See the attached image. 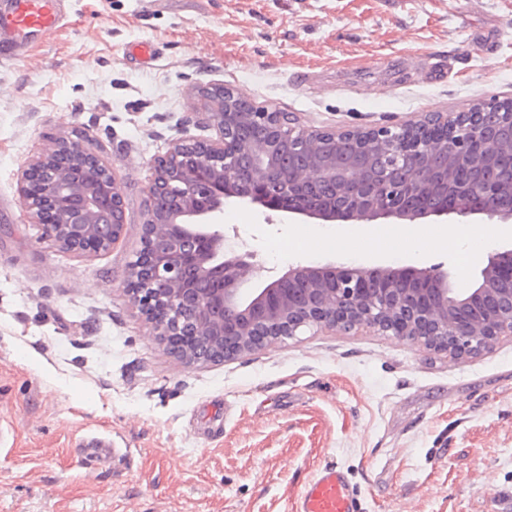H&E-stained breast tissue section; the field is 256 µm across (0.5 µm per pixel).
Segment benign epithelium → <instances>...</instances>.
I'll use <instances>...</instances> for the list:
<instances>
[{
	"label": "benign epithelium",
	"mask_w": 512,
	"mask_h": 512,
	"mask_svg": "<svg viewBox=\"0 0 512 512\" xmlns=\"http://www.w3.org/2000/svg\"><path fill=\"white\" fill-rule=\"evenodd\" d=\"M211 139H176L153 162L145 188L147 209L140 248L127 284L133 302L151 324V335L189 365L230 361L306 331L373 332L406 340L428 352L463 360L512 342V247L487 257L476 287L458 290L434 267L296 266L262 288L243 285L257 275L242 255L224 254L218 225L224 201L248 200L283 210L298 220L412 222L428 216L483 215L512 223V205L497 189L462 206L417 208L402 203L437 184L450 169L427 167L426 158L446 153L449 162L468 159L470 138L484 133L486 110L512 127V105L491 98L466 112L430 113L400 127L310 129L292 113L250 112L251 102L222 83L195 88ZM246 124L259 138L241 143L250 168L228 161L227 143ZM390 139L384 166H336V143L349 140L373 149ZM300 150L312 156L304 173L288 177L292 199L281 207L275 186L283 180L277 155ZM18 191L30 219L62 249L99 253L123 238L126 213L122 182L88 141L59 138L22 169ZM305 288L285 290L288 281Z\"/></svg>",
	"instance_id": "1"
}]
</instances>
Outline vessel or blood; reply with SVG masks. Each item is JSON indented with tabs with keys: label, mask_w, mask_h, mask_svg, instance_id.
Instances as JSON below:
<instances>
[{
	"label": "vessel or blood",
	"mask_w": 512,
	"mask_h": 512,
	"mask_svg": "<svg viewBox=\"0 0 512 512\" xmlns=\"http://www.w3.org/2000/svg\"><path fill=\"white\" fill-rule=\"evenodd\" d=\"M58 22V0H12L9 8L0 12V57L25 58L34 39L56 29ZM77 445L98 459L122 454L108 433L85 434ZM291 512H358V504L343 469L327 463L301 485Z\"/></svg>",
	"instance_id": "vessel-or-blood-1"
}]
</instances>
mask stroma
I'll list each match as a JSON object with an SVG mask.
<instances>
[{
    "instance_id": "35a3bbf8",
    "label": "stroma",
    "mask_w": 512,
    "mask_h": 512,
    "mask_svg": "<svg viewBox=\"0 0 512 512\" xmlns=\"http://www.w3.org/2000/svg\"><path fill=\"white\" fill-rule=\"evenodd\" d=\"M28 57L0 62V512H290L320 465L347 474L362 512H507L512 343L451 361L371 333L305 332L227 362L183 363L149 336L127 292L151 162L209 139L192 91L221 82L328 129L398 125L512 100V0H61ZM160 48L142 67L129 44ZM89 138L122 181L125 236L61 249L32 223L21 168L47 141ZM308 220L230 199L237 254L296 265L432 267L474 287L460 245L413 254L414 231L457 223ZM384 232L382 250L339 240ZM85 431L129 456L100 463Z\"/></svg>"
}]
</instances>
